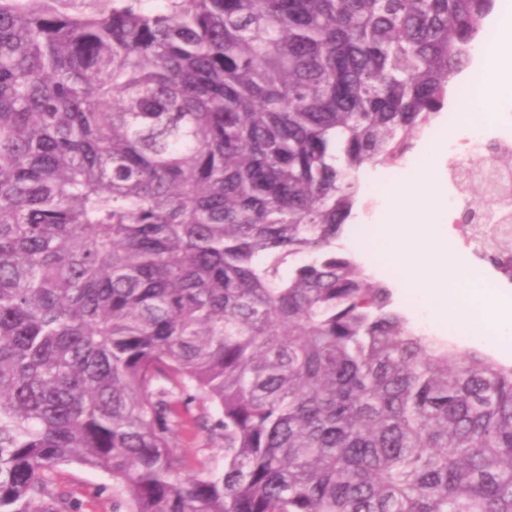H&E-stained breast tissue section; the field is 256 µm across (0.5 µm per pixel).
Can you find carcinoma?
Returning a JSON list of instances; mask_svg holds the SVG:
<instances>
[{
  "label": "carcinoma",
  "mask_w": 512,
  "mask_h": 512,
  "mask_svg": "<svg viewBox=\"0 0 512 512\" xmlns=\"http://www.w3.org/2000/svg\"><path fill=\"white\" fill-rule=\"evenodd\" d=\"M493 7L0 0V512H512V366L338 247ZM57 478L76 491L78 498L84 501L87 512H112V499L107 493L97 494L98 487L106 482L100 474L71 465L63 467Z\"/></svg>",
  "instance_id": "cac0c4a2"
}]
</instances>
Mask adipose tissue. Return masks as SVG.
Instances as JSON below:
<instances>
[{"instance_id":"ef3b65f1","label":"adipose tissue","mask_w":512,"mask_h":512,"mask_svg":"<svg viewBox=\"0 0 512 512\" xmlns=\"http://www.w3.org/2000/svg\"><path fill=\"white\" fill-rule=\"evenodd\" d=\"M480 104L493 108L501 91L512 88V58L491 54L480 77ZM443 143L428 145L420 166L385 195L389 221L379 227L381 258L400 275L401 286L419 298L439 319H451L460 330L471 327L468 310L448 308L447 282L432 281L428 272L448 266L447 227L442 224L445 190L437 183Z\"/></svg>"}]
</instances>
